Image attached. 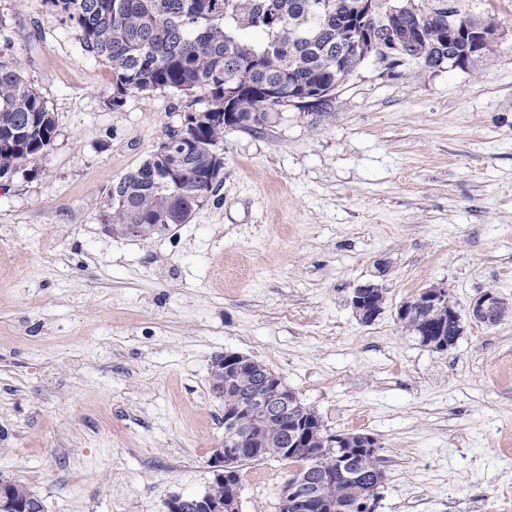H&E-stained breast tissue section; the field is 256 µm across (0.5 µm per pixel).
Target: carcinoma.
Returning <instances> with one entry per match:
<instances>
[{"instance_id":"1","label":"carcinoma","mask_w":512,"mask_h":512,"mask_svg":"<svg viewBox=\"0 0 512 512\" xmlns=\"http://www.w3.org/2000/svg\"><path fill=\"white\" fill-rule=\"evenodd\" d=\"M348 0H48L67 17L82 48L112 71L107 104L123 105L128 94L172 89L199 95L206 107L193 140L168 131L152 161L128 173L109 192L110 224H143V236H162L183 224L223 182L213 172L224 160L213 146L232 125L256 131L288 105L271 97L279 86L286 98L306 87L342 83L360 65L350 47L358 39L384 37L388 6L396 8L395 31L411 26L404 64L433 65L448 58L457 32L432 15L448 0H376V18L352 17ZM55 119L22 69L0 65V178L34 162L50 146ZM275 457L300 464L294 477L311 479L342 451L359 460V434H347L346 449L330 447L324 430L314 432L307 456L290 450L278 432ZM13 499L29 512H43L26 484H10Z\"/></svg>"}]
</instances>
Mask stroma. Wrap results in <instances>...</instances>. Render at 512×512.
Returning <instances> with one entry per match:
<instances>
[{
  "instance_id": "stroma-1",
  "label": "stroma",
  "mask_w": 512,
  "mask_h": 512,
  "mask_svg": "<svg viewBox=\"0 0 512 512\" xmlns=\"http://www.w3.org/2000/svg\"><path fill=\"white\" fill-rule=\"evenodd\" d=\"M509 34L468 69L364 62L327 112L225 131L224 181L190 222L108 231L112 185L196 97L107 106L112 72L45 0H0V62L55 116L0 178V479L44 512H167L203 494L224 442L210 365L267 366L329 434L377 439L376 512H512V315L436 352L397 319L439 285L460 313L512 303V0H454ZM386 301L361 324L355 288ZM295 465L242 464L239 512H277ZM503 299L494 291L488 290L481 294L468 311L471 321L484 324H496L501 319V303Z\"/></svg>"
}]
</instances>
